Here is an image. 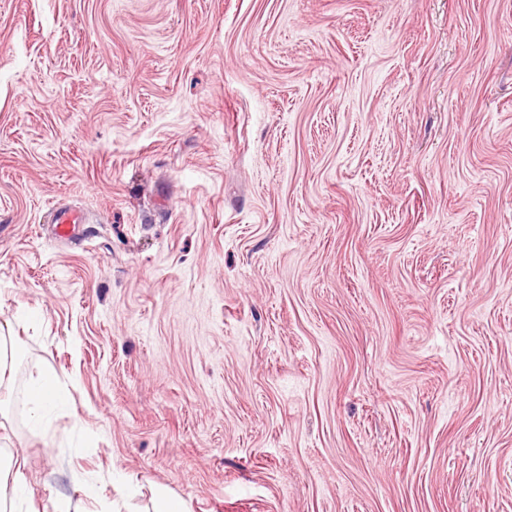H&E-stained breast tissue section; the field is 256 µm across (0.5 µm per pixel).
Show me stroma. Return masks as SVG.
Returning a JSON list of instances; mask_svg holds the SVG:
<instances>
[{"instance_id":"1","label":"stroma","mask_w":512,"mask_h":512,"mask_svg":"<svg viewBox=\"0 0 512 512\" xmlns=\"http://www.w3.org/2000/svg\"><path fill=\"white\" fill-rule=\"evenodd\" d=\"M0 326L39 504L512 512V0H0ZM84 216L80 211L71 208H60L56 216V234L61 238H68L75 230L76 224H85ZM64 401L65 394L56 374L43 370L31 378L27 389V404L35 425L42 426L48 412ZM145 512H186L184 502L163 488L153 491L150 505Z\"/></svg>"}]
</instances>
